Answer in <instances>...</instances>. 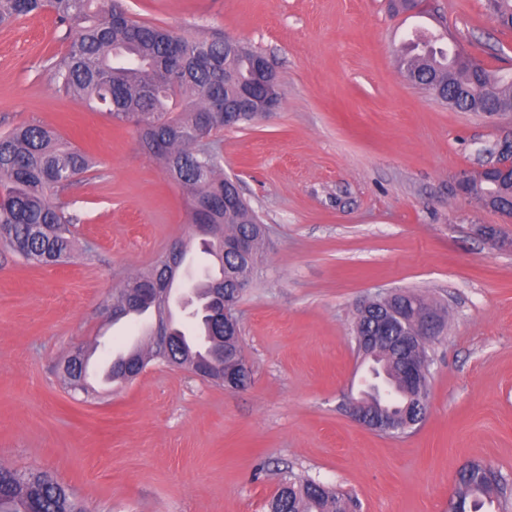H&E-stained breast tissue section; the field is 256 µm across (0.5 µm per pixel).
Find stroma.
I'll use <instances>...</instances> for the list:
<instances>
[{
	"instance_id": "35a3bbf8",
	"label": "stroma",
	"mask_w": 512,
	"mask_h": 512,
	"mask_svg": "<svg viewBox=\"0 0 512 512\" xmlns=\"http://www.w3.org/2000/svg\"><path fill=\"white\" fill-rule=\"evenodd\" d=\"M135 19L229 36L279 77L276 112L216 134L226 177L267 228L238 303L246 390L150 363L130 383L68 391L77 347L109 365L139 322H112L129 276L189 238L188 198L136 129L59 92L70 41L50 12L0 26V134L37 123L95 165L66 200L80 221L64 263L0 249V464L51 473L89 512H266L295 474L353 512H448L470 462L506 481L512 512V219L461 199L458 170L495 161L512 114L459 112L401 69L418 23L512 76V28L486 0H123ZM413 290L447 312L425 420L387 436L350 419L360 390L352 328L375 293Z\"/></svg>"
}]
</instances>
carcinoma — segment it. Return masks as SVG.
I'll list each match as a JSON object with an SVG mask.
<instances>
[{
	"instance_id": "1",
	"label": "carcinoma",
	"mask_w": 512,
	"mask_h": 512,
	"mask_svg": "<svg viewBox=\"0 0 512 512\" xmlns=\"http://www.w3.org/2000/svg\"><path fill=\"white\" fill-rule=\"evenodd\" d=\"M501 25L512 28V0H488ZM50 9L58 24L73 33L66 52L54 61L52 78L65 93L84 99L90 108L105 112L120 123L137 128L147 151L168 177L189 194V222L222 224L229 238L252 236L258 219L247 203L224 208L226 178L221 172L214 141L203 145L195 132H217L224 121L212 116L210 98L222 92L234 102L242 85L252 79L254 53L237 46L235 71L239 80H224V39L188 38L128 15L112 17L110 0H0V26L32 12ZM406 77L449 107L473 112L494 104L499 112L512 108V78L504 79L472 61H459V53L427 48L404 57ZM93 165L91 156L64 143L40 124H25L0 136V248L28 265L59 264L72 255L71 227L79 223L61 196L82 183ZM266 248L255 241L250 261L238 262L221 253V245L203 250L212 257L217 273L205 274L191 284L196 310L193 332L169 325L170 352L188 361L208 357L214 346L215 323L206 312L212 284L224 278L226 286L251 282L257 260ZM159 262L126 282L117 305L135 301L142 286L162 281ZM429 304L421 293L403 291L393 301L357 309L353 335L374 331L383 311L401 316L397 324L411 327L418 310ZM403 347L385 345L372 353L378 372L391 385L389 397L366 393L369 410L395 419L417 418L427 410V395L400 385ZM66 388L87 381L86 368H62ZM476 469L465 470L448 512H485L499 501L497 482L476 479ZM0 512H88L52 475L17 471L0 466ZM269 512H351L344 494L319 483L288 476L269 503Z\"/></svg>"
}]
</instances>
